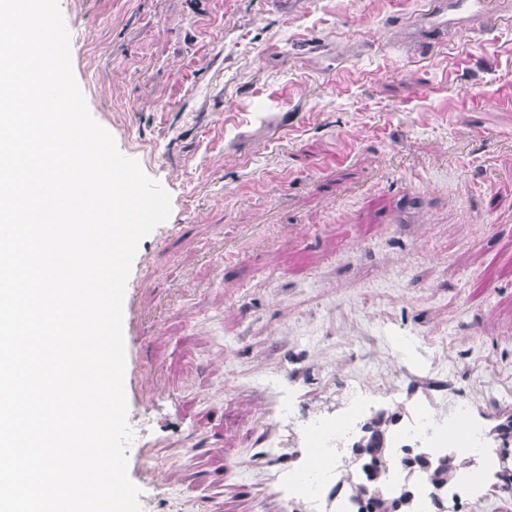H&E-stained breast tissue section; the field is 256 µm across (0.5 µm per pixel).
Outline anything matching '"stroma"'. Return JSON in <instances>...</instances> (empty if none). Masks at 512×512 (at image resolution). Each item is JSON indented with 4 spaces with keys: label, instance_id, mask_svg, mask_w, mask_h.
I'll use <instances>...</instances> for the list:
<instances>
[{
    "label": "stroma",
    "instance_id": "stroma-1",
    "mask_svg": "<svg viewBox=\"0 0 512 512\" xmlns=\"http://www.w3.org/2000/svg\"><path fill=\"white\" fill-rule=\"evenodd\" d=\"M59 0L88 110L170 194L127 279L142 512H266L256 435L312 405L512 404V0ZM220 447H213V439Z\"/></svg>",
    "mask_w": 512,
    "mask_h": 512
}]
</instances>
